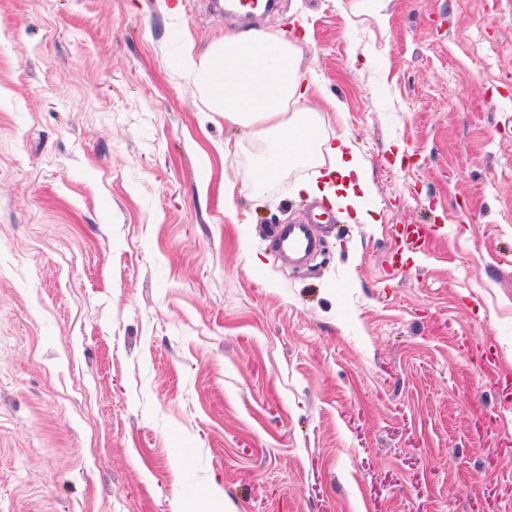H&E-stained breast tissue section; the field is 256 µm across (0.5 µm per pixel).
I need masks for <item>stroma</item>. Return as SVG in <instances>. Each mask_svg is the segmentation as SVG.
I'll use <instances>...</instances> for the list:
<instances>
[{"mask_svg":"<svg viewBox=\"0 0 512 512\" xmlns=\"http://www.w3.org/2000/svg\"><path fill=\"white\" fill-rule=\"evenodd\" d=\"M259 28L319 141L253 193L261 143L178 64L241 24L0 0V512H512V0ZM341 135L375 221L293 264L269 230Z\"/></svg>","mask_w":512,"mask_h":512,"instance_id":"obj_1","label":"stroma"}]
</instances>
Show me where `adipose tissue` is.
I'll use <instances>...</instances> for the list:
<instances>
[{"label":"adipose tissue","instance_id":"obj_1","mask_svg":"<svg viewBox=\"0 0 512 512\" xmlns=\"http://www.w3.org/2000/svg\"><path fill=\"white\" fill-rule=\"evenodd\" d=\"M296 44L281 36L244 32L225 37L203 60L184 52L180 64L201 88L209 111L249 128L263 144L255 171L247 183L259 191L290 163L304 159L313 131L288 119L291 101L305 97L307 88L298 73ZM329 153L332 166L320 179L302 183L305 194L327 200L334 208L352 209V223L370 224L374 217L360 206L371 183L354 143L338 137Z\"/></svg>","mask_w":512,"mask_h":512}]
</instances>
